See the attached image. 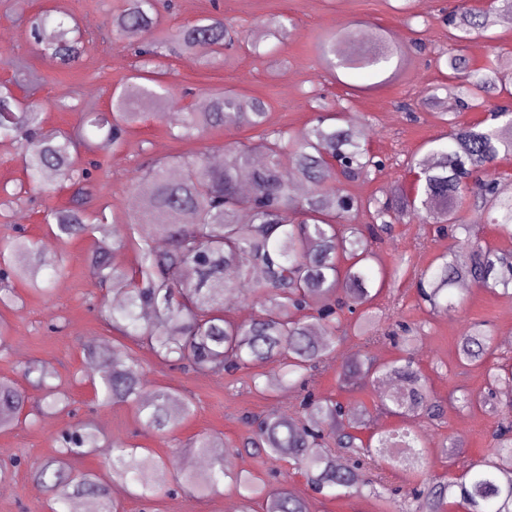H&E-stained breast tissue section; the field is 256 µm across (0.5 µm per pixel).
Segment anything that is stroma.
Returning a JSON list of instances; mask_svg holds the SVG:
<instances>
[{
  "label": "stroma",
  "instance_id": "stroma-1",
  "mask_svg": "<svg viewBox=\"0 0 512 512\" xmlns=\"http://www.w3.org/2000/svg\"><path fill=\"white\" fill-rule=\"evenodd\" d=\"M484 0H174V9H159L158 17L166 28L182 26L214 14L224 15L249 39L268 47V54L248 47H234L211 60L176 55L162 58L172 89L185 93V106L200 110L211 93L233 89L266 104L271 129L299 131L313 115L316 98H323L345 119L365 129L363 143L384 162L379 170L355 181L336 177L333 186L359 199H386L397 186L409 185L406 163L413 156H424L431 148L447 143L450 128L439 120L442 112H457L460 122L472 124L482 119L479 111H458L453 99L441 97L428 104L430 88L447 82L446 58L451 44L446 16L462 5H483ZM125 0H0V32L8 34L0 44V81L11 78L15 60H24L40 78L35 95L43 109V126L48 130L75 127L80 110L107 111L113 89L129 75L136 61L132 53L140 37L114 39L108 26L110 16L123 9ZM45 10L61 11L77 19L88 33L78 64L61 68L47 56L31 49L28 20ZM285 16L293 29L281 44L265 38L263 22ZM383 28L389 42L406 49L405 61L398 71L363 69L332 76L320 60L317 45L348 30L364 33ZM180 120L163 115L148 118L132 128L120 151L106 149L103 133L91 131L97 148L92 157H80L79 166L96 159L101 168L90 183L93 201L91 215L110 223H125L139 198L136 181L142 163L160 159L179 166L199 152L209 159L222 157L225 146L241 140L257 141L258 133L235 127L215 128L200 139H182ZM74 191L61 188L23 195L10 218H0V241L25 234L36 245L50 244L52 252L62 254L63 268L54 278L51 299H44L23 285H16L17 302L0 307L13 334L9 353H0V378L13 380L31 398L39 392L31 388L27 368L35 362L54 371L71 405L68 411L44 416L34 426L21 425L0 432V464H10L13 476L7 492H0V512H49L52 503L33 479L36 466L54 455L53 436L66 426L88 421L103 436L105 445L73 466L74 471H103L113 446L138 445L154 455L173 456L190 438L217 434L224 439L226 470L254 472L262 477L273 473L288 476L293 492L312 503V512H386L387 506L372 497L313 495L305 477L284 461L269 458L264 451L245 450L242 443L252 431L249 417L282 413L294 402V396L280 392L270 396L253 388L254 369L232 376L200 375L158 364L149 353L141 355V377L146 389L167 386L190 397L196 407L194 416L181 428L165 436L145 430L132 408L116 404L99 405L88 384L73 382V375L84 363L82 346L87 341H102L111 330L97 316L96 304L103 295L93 276L89 257L95 247L92 233L69 242L55 237L44 213L74 203ZM449 238L437 236L433 225L412 216L397 220L392 235L374 244L384 268L403 264L404 275L386 281L374 301L384 306L398 299L403 321L421 327L422 333L410 353L428 376L434 395L447 400L459 388L477 392L485 384L481 365L459 367L456 341L465 326L483 322L497 336H512V294L489 292L467 286L465 302L454 311L437 312L420 305L416 280L438 257L445 253ZM354 351L353 342L340 346L335 356L319 366L318 387L337 397L345 405L367 409L363 435L389 433L404 429L399 418L377 411L379 383L358 380L340 387L342 365ZM496 425L487 410L448 408L436 421L417 422L428 450L433 473H461L464 464L479 459L488 448ZM463 444V452L447 457L450 440ZM123 512H238V497L231 483H224L220 495L193 498L183 493L162 494L141 501L129 493L116 497Z\"/></svg>",
  "mask_w": 512,
  "mask_h": 512
}]
</instances>
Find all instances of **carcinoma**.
<instances>
[{
    "instance_id": "carcinoma-1",
    "label": "carcinoma",
    "mask_w": 512,
    "mask_h": 512,
    "mask_svg": "<svg viewBox=\"0 0 512 512\" xmlns=\"http://www.w3.org/2000/svg\"><path fill=\"white\" fill-rule=\"evenodd\" d=\"M35 49L50 55L64 68L81 57L83 31L69 15L41 13L29 20ZM112 34L120 39L135 30L145 35L135 50L140 66L126 82L114 89L108 111L97 113L90 126L105 131L112 146L144 122L148 114L162 116L180 101L148 66L171 55L192 54L209 59L237 41V32L222 18L209 17L175 30L160 26L154 0H126V7L112 15ZM497 24H512V0H487L482 7H464L449 21L457 45L486 36ZM363 38L378 46L371 54L346 53L331 39L320 46L332 71L386 68L392 58H402L399 48L386 45L380 31ZM448 84L443 89L460 110L488 107L491 95L512 96V60L493 53L472 67L457 49L448 50ZM31 85L26 67L12 80L0 82V141L22 145V163L30 188L52 183L69 184L83 196L91 179L89 166L75 167L81 154L94 153L95 142L85 126L46 132L42 109L19 98L16 90ZM181 128L189 136L212 128L262 129L256 147L235 142L224 148L222 164L206 158L189 162L184 173L173 178L160 163L139 170L138 180L148 186L140 210L125 224H99V237L90 256L93 275L102 285L121 294L122 303L104 298L97 307L101 320L123 339L118 355L106 351L108 341H91L83 347L84 367L80 378L92 383L102 405L132 407L140 424L165 435L194 415L192 399L163 387L144 389L137 351H149L163 364H180L199 374H232L242 368L266 367L261 393L296 392L297 417L268 414L255 421V437L244 446L264 448L274 460L288 462L302 472L312 490L324 495L337 490L342 495L384 499L403 512H512V403L494 399L512 392V365L487 368L485 387L474 393L466 389L451 395L457 409L474 406L501 413L492 433V444L482 458L460 474L429 476L422 435L411 428L382 434L380 448L397 452L380 460L371 442L363 441L346 424L351 411L340 401L317 391L320 363L335 352L348 336L357 339V351L346 362L342 382L359 377L376 381L396 378L400 387L381 397L380 408L405 419L437 420L445 406L432 393L429 379L410 356L385 365L369 358L371 347L384 342L402 344L410 350L419 330L396 315V307L372 309L370 272L379 264L366 234L389 233L395 209L405 211L425 224H446L453 246L438 257V263L422 272L418 293L433 311H451L461 300L449 290L466 281L491 291L512 287V248L496 249L481 241L471 225L458 217L459 201L468 198L486 213L498 233L512 242V191L500 184L497 164L512 157V123L496 117L475 124L450 122L447 147L434 148L415 161L422 178L411 194L399 192L394 199L364 203L327 187L335 167L342 162L347 180L368 176L381 166L361 144V128L341 125L340 118L317 103V115L305 129L294 133L267 129L265 103L236 91L210 97L203 112L183 108ZM265 155L264 164L251 166V154ZM310 185V193L298 199L288 173ZM370 210L367 229L355 223L361 209ZM43 221L56 227L62 239L87 230L89 214L80 206L51 209ZM141 227L139 239L127 234ZM164 239L170 245L154 246ZM130 245L138 253L135 267L114 261L116 249ZM60 254H47L20 234L0 244V273L44 298L51 297V279L45 272L57 271ZM262 278L252 284L256 314L246 322L224 317L226 297L251 284L253 272ZM497 351L494 331L485 323H471L458 341L459 365H481ZM37 373L34 383L43 391L32 403L28 395L8 379H0V431L22 422L35 424L39 417L65 410L68 396L48 369L28 367ZM55 456L37 468L35 478L55 503L66 508L73 499L89 498L97 512H117L109 483L119 482L130 494L144 500L165 489L171 471L182 476L181 486L201 497L221 493L224 478V441L219 435H200L190 443L209 456L208 468L193 469L190 459L155 458L136 447L115 446L105 467V476L84 471L68 480L72 463L101 447V437L90 422L71 425L53 437ZM348 453L338 465L335 451ZM415 473L417 481L403 500L388 472ZM231 482L240 496L239 512H252L260 500L265 512H311V505L282 482L267 486L259 475L236 473Z\"/></svg>"
}]
</instances>
